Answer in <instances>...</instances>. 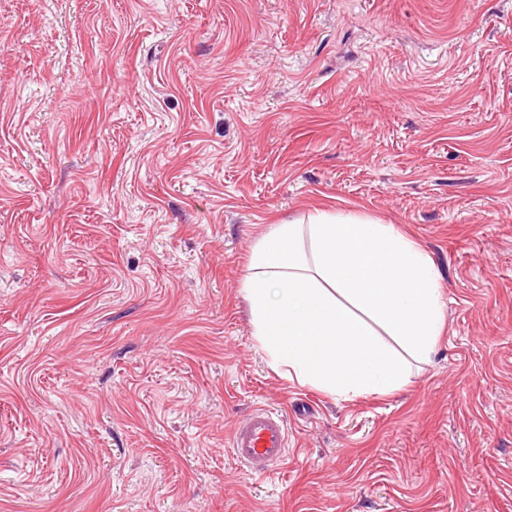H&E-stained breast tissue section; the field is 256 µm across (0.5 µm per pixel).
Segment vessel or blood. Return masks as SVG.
<instances>
[{
    "mask_svg": "<svg viewBox=\"0 0 512 512\" xmlns=\"http://www.w3.org/2000/svg\"><path fill=\"white\" fill-rule=\"evenodd\" d=\"M229 447L233 457L252 474L266 475L288 453L287 421L273 410L253 409L234 426Z\"/></svg>",
    "mask_w": 512,
    "mask_h": 512,
    "instance_id": "vessel-or-blood-1",
    "label": "vessel or blood"
}]
</instances>
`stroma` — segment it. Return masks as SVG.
<instances>
[{
	"label": "stroma",
	"instance_id": "35a3bbf8",
	"mask_svg": "<svg viewBox=\"0 0 512 512\" xmlns=\"http://www.w3.org/2000/svg\"><path fill=\"white\" fill-rule=\"evenodd\" d=\"M328 206L440 275L388 396L253 336L256 238ZM0 512H512V0H0ZM229 447L233 457L252 474L264 476L287 456V421L271 409L255 408L234 426Z\"/></svg>",
	"mask_w": 512,
	"mask_h": 512
}]
</instances>
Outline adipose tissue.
<instances>
[{"mask_svg": "<svg viewBox=\"0 0 512 512\" xmlns=\"http://www.w3.org/2000/svg\"><path fill=\"white\" fill-rule=\"evenodd\" d=\"M242 291L272 365L330 395L400 390L408 359L429 360L444 327L431 258L361 214L271 225Z\"/></svg>", "mask_w": 512, "mask_h": 512, "instance_id": "ef3b65f1", "label": "adipose tissue"}]
</instances>
